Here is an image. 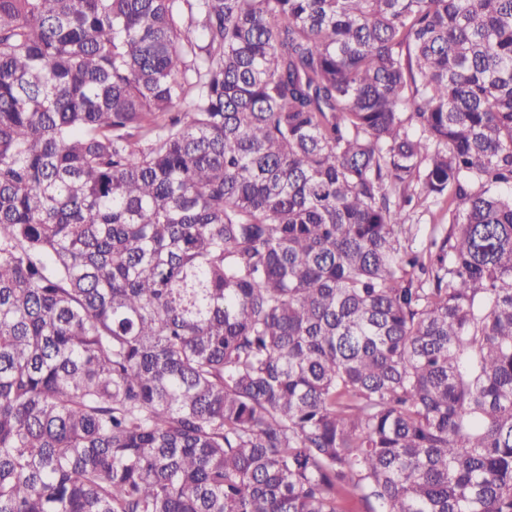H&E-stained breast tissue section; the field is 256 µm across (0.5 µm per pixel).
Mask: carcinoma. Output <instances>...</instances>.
<instances>
[{
    "label": "carcinoma",
    "mask_w": 512,
    "mask_h": 512,
    "mask_svg": "<svg viewBox=\"0 0 512 512\" xmlns=\"http://www.w3.org/2000/svg\"><path fill=\"white\" fill-rule=\"evenodd\" d=\"M0 512H512V0H0Z\"/></svg>",
    "instance_id": "carcinoma-1"
}]
</instances>
